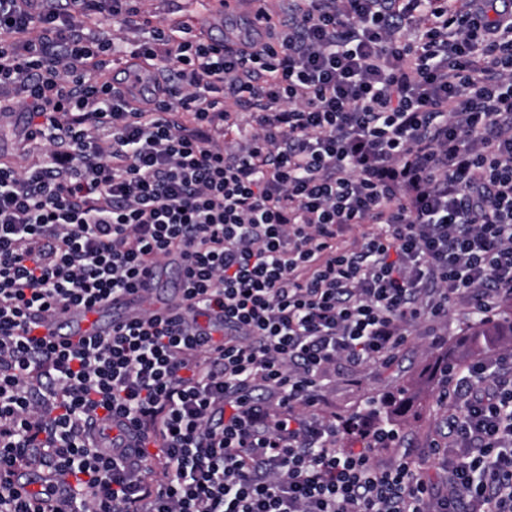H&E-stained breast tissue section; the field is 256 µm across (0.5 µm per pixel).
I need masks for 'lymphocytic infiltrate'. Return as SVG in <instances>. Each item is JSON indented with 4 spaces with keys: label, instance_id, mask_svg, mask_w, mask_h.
Returning a JSON list of instances; mask_svg holds the SVG:
<instances>
[{
    "label": "lymphocytic infiltrate",
    "instance_id": "1",
    "mask_svg": "<svg viewBox=\"0 0 512 512\" xmlns=\"http://www.w3.org/2000/svg\"><path fill=\"white\" fill-rule=\"evenodd\" d=\"M141 2L0 0V114L41 149L0 162V512H512L511 349L448 373L444 487L321 413L454 301H512V0H295L220 43L89 23ZM131 58L174 65L138 107ZM175 257L174 315L40 333Z\"/></svg>",
    "mask_w": 512,
    "mask_h": 512
}]
</instances>
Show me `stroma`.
<instances>
[{
    "instance_id": "obj_1",
    "label": "stroma",
    "mask_w": 512,
    "mask_h": 512,
    "mask_svg": "<svg viewBox=\"0 0 512 512\" xmlns=\"http://www.w3.org/2000/svg\"><path fill=\"white\" fill-rule=\"evenodd\" d=\"M142 10L156 23L175 21L185 12H192L196 29L216 41L223 40L228 32L243 37L255 34L244 8L220 14L200 9L194 0H144ZM473 321L466 304H451L447 322L436 326L422 323L389 367L371 365L338 375L328 391L326 413L335 415L339 422H346L351 414L380 407L399 388L412 381L416 384L421 413L398 422L397 428L405 444L414 448L429 447L445 432L448 409L439 402L441 383L425 380L422 374L448 354L453 355L455 363L464 364L489 353V346L471 345Z\"/></svg>"
}]
</instances>
